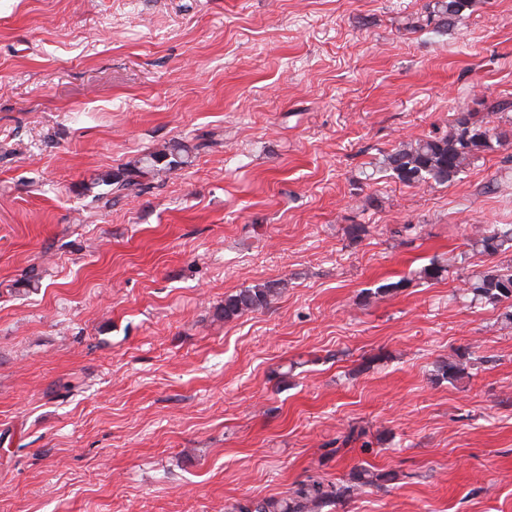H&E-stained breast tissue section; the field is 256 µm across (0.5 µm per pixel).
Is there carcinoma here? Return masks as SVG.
<instances>
[{"label": "carcinoma", "instance_id": "carcinoma-1", "mask_svg": "<svg viewBox=\"0 0 512 512\" xmlns=\"http://www.w3.org/2000/svg\"><path fill=\"white\" fill-rule=\"evenodd\" d=\"M472 6V0H435L426 25L433 29L448 30L455 26L462 12ZM481 112H459L447 134L427 136L402 141L383 155L378 171L388 174L406 186L427 184L446 185L464 171L479 153L490 151L508 141L512 129L491 125L487 115L503 109L499 103L476 101ZM189 148L182 143H172L163 149L126 164L114 175L112 185L120 195H139L147 189L143 179L148 175L172 174L188 163ZM479 252L496 256L512 252V226L489 224L475 240ZM467 291L475 300L494 308L504 307V318L512 320V262L494 265L474 272L468 279ZM285 283L268 280L241 289L224 297L222 315L232 320L244 314L268 308L281 293ZM474 352L460 349L451 359L439 361L434 369V381L438 384H454L468 376L473 366ZM396 474L391 471H373L366 467L352 470L344 481L331 482L319 476L308 475L293 483L279 497L248 500L233 508V512H323L351 498L365 487L382 490L388 488Z\"/></svg>", "mask_w": 512, "mask_h": 512}]
</instances>
